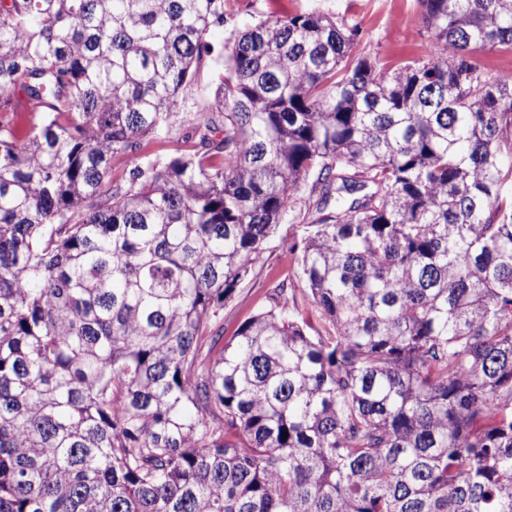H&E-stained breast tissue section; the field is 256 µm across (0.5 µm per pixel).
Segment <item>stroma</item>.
I'll return each mask as SVG.
<instances>
[{
  "instance_id": "1",
  "label": "stroma",
  "mask_w": 512,
  "mask_h": 512,
  "mask_svg": "<svg viewBox=\"0 0 512 512\" xmlns=\"http://www.w3.org/2000/svg\"><path fill=\"white\" fill-rule=\"evenodd\" d=\"M307 11L320 12L340 26L359 25L362 35L353 48L354 55L390 66L413 57L428 36L420 0H224V24L213 28L210 39L220 44L261 21ZM306 222L304 214L297 211L280 220L252 272L224 305L221 318L225 338H232L247 318L265 308L273 287L282 281L294 289L296 311L314 329L324 330L325 323L288 252L293 241L300 239Z\"/></svg>"
}]
</instances>
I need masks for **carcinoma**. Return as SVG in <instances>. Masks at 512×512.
Instances as JSON below:
<instances>
[{"instance_id":"obj_1","label":"carcinoma","mask_w":512,"mask_h":512,"mask_svg":"<svg viewBox=\"0 0 512 512\" xmlns=\"http://www.w3.org/2000/svg\"><path fill=\"white\" fill-rule=\"evenodd\" d=\"M421 4L389 67L315 12L220 51L224 0H0V112L42 107L0 126V512H512V85L473 55L512 0ZM304 185L329 330L282 281L221 343ZM212 79L210 67L203 66L194 81L185 89L183 109L188 112H195L197 107L203 106L211 99ZM12 99L17 112H0L1 122L10 121L11 125L18 126L20 130H26L32 123L38 122L41 112H30V104L23 93L17 90ZM178 135L179 134L168 138H157L144 141L141 144L139 155H146L153 158L158 157L160 159L169 157L175 152L176 148L181 146V139Z\"/></svg>"}]
</instances>
